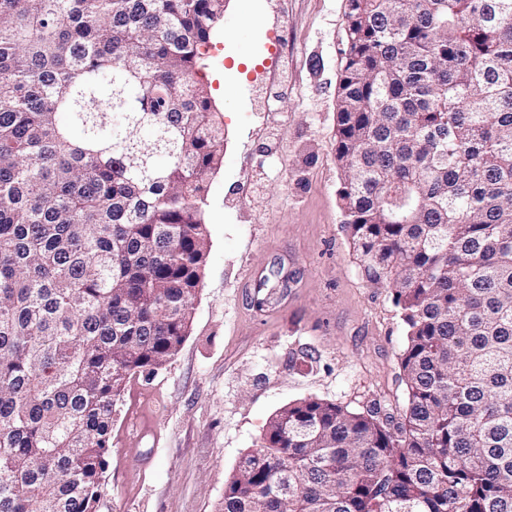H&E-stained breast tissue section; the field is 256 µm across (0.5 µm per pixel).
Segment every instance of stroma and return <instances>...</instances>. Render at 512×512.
<instances>
[{
  "label": "stroma",
  "mask_w": 512,
  "mask_h": 512,
  "mask_svg": "<svg viewBox=\"0 0 512 512\" xmlns=\"http://www.w3.org/2000/svg\"><path fill=\"white\" fill-rule=\"evenodd\" d=\"M345 0H227L207 68L224 160L207 179L209 250L189 335L116 405L97 512H218L275 412L315 396L401 418L406 335L360 273L334 155ZM275 286L255 309L249 273Z\"/></svg>",
  "instance_id": "stroma-1"
}]
</instances>
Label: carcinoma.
<instances>
[{"label":"carcinoma","instance_id":"cac0c4a2","mask_svg":"<svg viewBox=\"0 0 512 512\" xmlns=\"http://www.w3.org/2000/svg\"><path fill=\"white\" fill-rule=\"evenodd\" d=\"M223 19L0 0V512H96L126 383L188 336ZM335 159L407 405L288 404L220 512H512V0H346Z\"/></svg>","mask_w":512,"mask_h":512}]
</instances>
